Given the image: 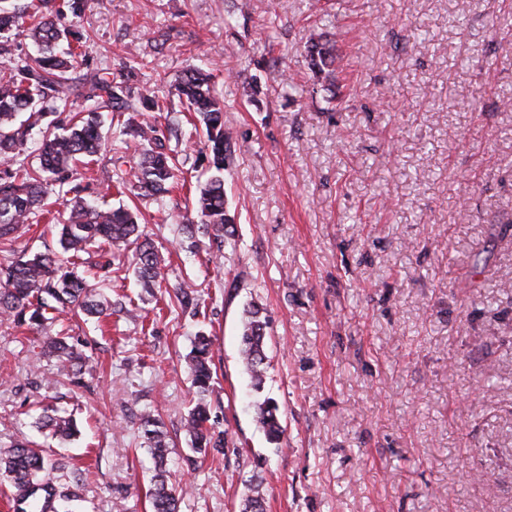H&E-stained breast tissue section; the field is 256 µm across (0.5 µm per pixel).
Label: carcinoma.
<instances>
[{"mask_svg":"<svg viewBox=\"0 0 512 512\" xmlns=\"http://www.w3.org/2000/svg\"><path fill=\"white\" fill-rule=\"evenodd\" d=\"M22 30L41 49L37 56L17 61L5 84H0V239L7 240L29 223L36 210L63 191L64 185L77 177V164L83 159L102 156L103 140L99 130L97 110L134 112L130 90L105 78L90 83L87 99L96 103L87 116L75 115L69 127L58 133L50 128L43 135L40 166L30 169L13 167L11 162L26 143L30 126L16 124L19 114L40 113V100L52 101L56 108L70 106L72 87L69 72L81 61V38L67 42L59 49L66 31L59 19L47 17L39 6L30 9L0 8V34ZM309 69L313 78L330 79L336 64V45L323 35L311 36L307 43ZM210 70L197 66L186 70L175 89L184 110L197 115L205 128L203 149L209 152L212 175L196 188L194 209L207 232L216 239L234 236V218L226 208L224 171L232 161V133L224 129V104L215 95ZM123 133L141 146L138 162L130 167L128 178L117 190H129L142 197H160L177 184L178 157L169 153L155 125L137 123L129 118ZM58 243L60 251L34 253L0 263V318L17 327L27 323L43 328L57 321L56 314L69 310L89 317L109 315L112 302L92 288L90 281L113 271L112 254L101 252L98 260L82 262V270L68 266L69 260L81 259L80 253L104 245L134 246L129 265L142 283L152 291L164 287L161 259L149 239L140 231L139 214L127 208L101 210L75 197L69 204L67 217L61 220ZM266 321L259 305L253 303L244 310L241 336V357L250 373L253 387L261 390L265 378ZM44 353L57 358L67 374H83L86 361L59 332L47 337ZM210 340L196 338L188 357L194 406L189 410L185 427L194 449L221 447L210 420L207 397L211 392L212 371ZM278 407L270 399L255 404V418L272 442L280 440L284 428L277 415ZM38 424L65 440L76 433V423L70 416L58 414L53 406L43 408ZM140 426L147 447L157 464L154 485L150 492L153 512H177L178 495L167 483L168 435L163 423L153 414L144 412ZM14 488L15 512H29L33 506L40 512H59L56 504L81 498L76 476L60 461L46 458L42 451L18 444L5 456H0V481ZM241 512H264V497L260 484H251L242 499Z\"/></svg>","mask_w":512,"mask_h":512,"instance_id":"1","label":"carcinoma"}]
</instances>
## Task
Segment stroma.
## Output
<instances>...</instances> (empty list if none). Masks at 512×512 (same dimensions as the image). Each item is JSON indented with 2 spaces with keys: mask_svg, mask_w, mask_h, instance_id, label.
<instances>
[{
  "mask_svg": "<svg viewBox=\"0 0 512 512\" xmlns=\"http://www.w3.org/2000/svg\"><path fill=\"white\" fill-rule=\"evenodd\" d=\"M67 0L46 12L85 37L71 70L91 107L95 76L170 99L158 124L181 189L116 194L100 161L82 195L135 206L169 285L133 273L98 282L133 321L61 315L97 369L74 385L40 356L39 329L0 321V451L32 441L81 471V512H152L155 461L139 430L169 435L179 512H240L261 483L266 512H512V0ZM336 42V74L314 81L305 47ZM213 64L234 154L224 174L235 245L186 235L205 180L201 124L174 100L193 65ZM38 215L0 258L58 250ZM268 321L267 373L251 386L239 353L245 308ZM211 340V422L222 451L197 453L183 422L194 338ZM271 398L272 444L252 404ZM74 411L61 444L33 427L41 403Z\"/></svg>",
  "mask_w": 512,
  "mask_h": 512,
  "instance_id": "35a3bbf8",
  "label": "stroma"
}]
</instances>
